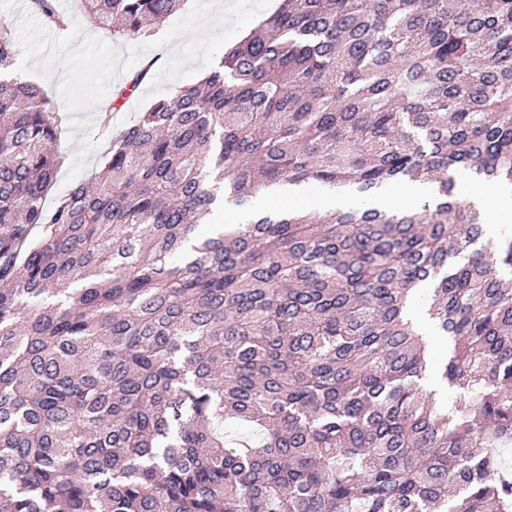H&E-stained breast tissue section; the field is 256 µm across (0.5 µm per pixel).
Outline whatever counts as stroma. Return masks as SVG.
Segmentation results:
<instances>
[{
	"label": "stroma",
	"mask_w": 512,
	"mask_h": 512,
	"mask_svg": "<svg viewBox=\"0 0 512 512\" xmlns=\"http://www.w3.org/2000/svg\"><path fill=\"white\" fill-rule=\"evenodd\" d=\"M231 15L210 12L209 0H184L154 36L123 41L87 23L79 0H58L71 20L68 30L46 29L28 0H0V20L14 35L12 76L39 83L57 103L61 129L59 168L47 195L55 202L88 182L106 150L99 134L103 105H111L110 134H119L150 103L173 97L216 67L227 47L272 15L280 0H231ZM157 72L139 87L133 101L113 102L112 93L129 82L147 60Z\"/></svg>",
	"instance_id": "stroma-1"
}]
</instances>
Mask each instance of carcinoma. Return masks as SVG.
I'll list each match as a JSON object with an SVG mask.
<instances>
[{"mask_svg":"<svg viewBox=\"0 0 512 512\" xmlns=\"http://www.w3.org/2000/svg\"><path fill=\"white\" fill-rule=\"evenodd\" d=\"M81 2L132 41L180 0ZM13 61L0 21V512H512V235L454 177L512 184V0H281L52 205L56 104ZM418 180L432 203L212 223ZM306 187L304 185H288L283 184L259 195L254 204L252 212L239 213L233 206L224 204V214H229L234 218L235 223L248 224L252 219H256L261 215L272 214L274 211L270 208L272 200H295L306 195Z\"/></svg>","mask_w":512,"mask_h":512,"instance_id":"carcinoma-1","label":"carcinoma"}]
</instances>
